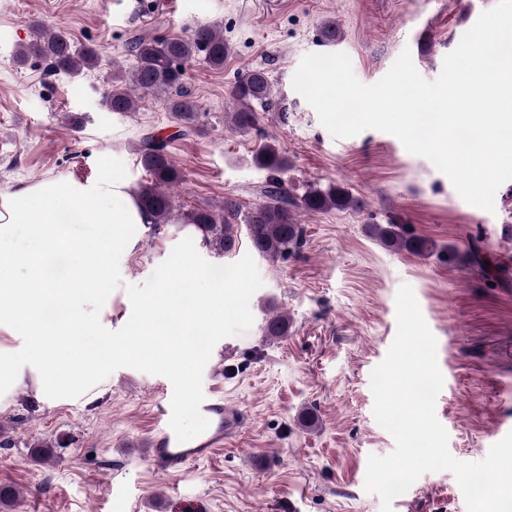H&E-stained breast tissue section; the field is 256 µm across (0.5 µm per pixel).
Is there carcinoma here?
Returning <instances> with one entry per match:
<instances>
[{
  "label": "carcinoma",
  "mask_w": 512,
  "mask_h": 512,
  "mask_svg": "<svg viewBox=\"0 0 512 512\" xmlns=\"http://www.w3.org/2000/svg\"><path fill=\"white\" fill-rule=\"evenodd\" d=\"M130 52L135 58L131 70H123L116 62L112 64V89L105 99L107 108L118 114H130L138 107L135 92L151 93L167 103L180 135L195 132L199 105L184 86V64L201 59L214 70L223 69L231 47L224 40L222 26L204 23L185 35L163 40L138 38L131 43ZM31 57L45 61L49 72L69 77H77L100 63L96 48L78 47L60 31L46 33L41 29L35 39L15 50L14 62L23 65ZM230 98L227 128L235 134L247 135L259 130L260 112L273 111V83L265 70L249 69L238 77ZM136 155L149 175V180L137 188L139 205L151 215L153 224H168L176 219L192 227L202 245L217 259L236 251L241 229L260 257L272 262L282 259L300 247L302 226L297 219L298 212L316 214L331 209H354L359 205L348 190L337 185L325 190L309 185L296 195L279 178L273 177L263 187L264 201L244 213L234 200L226 197L224 204L217 208H196L177 215L172 189L180 182L181 173L167 150V140L148 135L140 140ZM253 159L259 167L274 174L288 168V157L271 141L264 143ZM229 215L240 223H230ZM365 232L393 251L423 255L435 248L429 239L406 236L397 224H368ZM289 329L288 317L281 314L268 317L263 325L264 336L272 339L288 335Z\"/></svg>",
  "instance_id": "obj_1"
}]
</instances>
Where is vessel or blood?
Segmentation results:
<instances>
[{"label":"vessel or blood","instance_id":"vessel-or-blood-1","mask_svg":"<svg viewBox=\"0 0 512 512\" xmlns=\"http://www.w3.org/2000/svg\"><path fill=\"white\" fill-rule=\"evenodd\" d=\"M194 409L205 424L190 437L182 430V405L172 400L159 403L148 448L156 472L179 473L193 461L212 457L242 425L241 411L226 404L221 395L200 397Z\"/></svg>","mask_w":512,"mask_h":512}]
</instances>
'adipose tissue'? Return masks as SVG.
<instances>
[{
  "mask_svg": "<svg viewBox=\"0 0 512 512\" xmlns=\"http://www.w3.org/2000/svg\"><path fill=\"white\" fill-rule=\"evenodd\" d=\"M148 221L135 189L119 179L87 184L45 179L0 194V331L23 338L22 353L0 348V401L25 384L44 399L79 401L92 396L112 370V351L121 334L144 337L155 358L181 357L183 348L170 340L158 319L171 285L205 286L176 315L183 331L203 322L222 323L224 310L216 299L224 293L223 281L194 259L174 255L166 259L167 274L154 295L124 314L122 331H114L111 317L104 315L95 327L96 349H82L72 338L68 327L79 321L82 306L112 302L113 253L134 247L119 234L78 235L76 225L120 227ZM21 224L33 227L28 244L2 249V242L12 239Z\"/></svg>",
  "mask_w": 512,
  "mask_h": 512,
  "instance_id": "adipose-tissue-1",
  "label": "adipose tissue"
}]
</instances>
